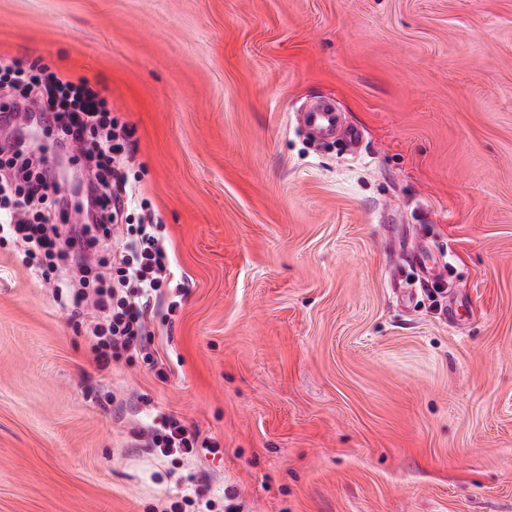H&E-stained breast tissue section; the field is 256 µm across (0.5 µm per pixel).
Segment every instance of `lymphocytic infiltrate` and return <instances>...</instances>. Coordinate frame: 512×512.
<instances>
[{
  "label": "lymphocytic infiltrate",
  "mask_w": 512,
  "mask_h": 512,
  "mask_svg": "<svg viewBox=\"0 0 512 512\" xmlns=\"http://www.w3.org/2000/svg\"><path fill=\"white\" fill-rule=\"evenodd\" d=\"M3 88L12 94L10 110L39 102L44 121L55 125L66 142L80 147L93 175L95 226L104 230L117 223L131 205L134 192L121 171L116 144L120 133L101 92L88 80L74 82L45 72L36 63L25 69H0ZM2 169L9 170L11 177L0 181V211H9L10 220L6 234H0V243L9 238L23 244L30 270L53 283L58 297L67 301L74 315L88 319L99 367L110 365L114 351L146 349L150 339L144 316L163 298L168 284V249L154 225H141L136 238L123 242L118 261L102 257L101 270L95 276L72 278L63 266L70 257L58 250V239L76 249L72 258L81 263L86 251L96 247L97 237L82 231L62 235L50 209L51 203L60 199L58 186L39 172L22 146L0 149ZM147 447L153 454L183 459L218 450L217 444L199 441L197 434L164 414L153 418Z\"/></svg>",
  "instance_id": "obj_1"
}]
</instances>
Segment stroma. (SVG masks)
Here are the masks:
<instances>
[{"label":"stroma","instance_id":"stroma-1","mask_svg":"<svg viewBox=\"0 0 512 512\" xmlns=\"http://www.w3.org/2000/svg\"><path fill=\"white\" fill-rule=\"evenodd\" d=\"M34 61L132 128L107 242L148 214L170 284L102 369L0 246V512H164L190 469L217 512H512V0H0ZM22 129L72 225L84 158ZM156 413L218 453L156 458ZM304 121L314 127L322 135L329 136L336 126V113L327 109H319L302 113Z\"/></svg>","mask_w":512,"mask_h":512}]
</instances>
